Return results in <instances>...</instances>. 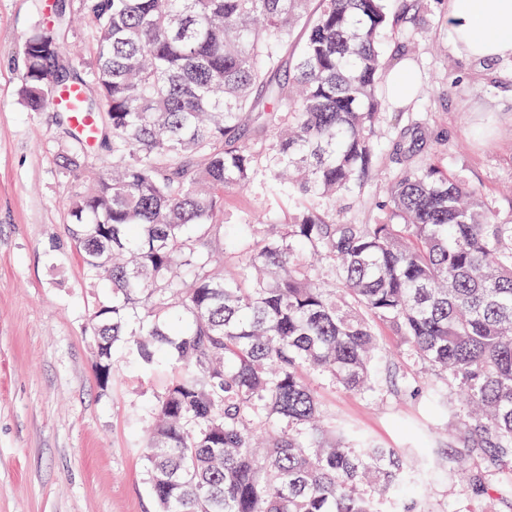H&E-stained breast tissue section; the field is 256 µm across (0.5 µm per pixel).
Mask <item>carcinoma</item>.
<instances>
[{
	"instance_id": "carcinoma-1",
	"label": "carcinoma",
	"mask_w": 512,
	"mask_h": 512,
	"mask_svg": "<svg viewBox=\"0 0 512 512\" xmlns=\"http://www.w3.org/2000/svg\"><path fill=\"white\" fill-rule=\"evenodd\" d=\"M94 26L87 112L110 134L63 154L78 175L112 164L69 203L85 268L112 289L91 331L100 373L122 347L177 366L157 396L144 472L157 512H378L410 468L349 440L306 383L375 387L383 326L467 397L483 469L512 461V219L480 190L416 158L399 165L373 224L336 201L377 176L388 0H79ZM68 23L25 39L19 100L53 104L70 65L50 54ZM304 31L292 69L284 48ZM262 177L285 218L228 232L224 190Z\"/></svg>"
}]
</instances>
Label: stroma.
<instances>
[{"label": "stroma", "instance_id": "1", "mask_svg": "<svg viewBox=\"0 0 512 512\" xmlns=\"http://www.w3.org/2000/svg\"><path fill=\"white\" fill-rule=\"evenodd\" d=\"M77 0H0V512H156L143 470L151 409L167 378L123 354L101 379L88 329L104 283L89 274L67 230L69 200L82 188L63 170L70 139L60 114L27 111L18 99L17 52L31 29ZM381 38L388 65L406 61L419 83L408 104H386L382 152L399 131L426 144L422 159L482 190L512 218V64L486 63L448 38V0H389ZM396 166L340 208L344 221L370 224ZM224 220L241 223L283 201L255 182L224 193ZM380 341L395 364L380 367L373 391L355 393L312 374L309 384L336 420L411 459L422 512H512V502L475 497L462 469L478 470L456 396L444 405L421 394L428 380L390 331Z\"/></svg>", "mask_w": 512, "mask_h": 512}]
</instances>
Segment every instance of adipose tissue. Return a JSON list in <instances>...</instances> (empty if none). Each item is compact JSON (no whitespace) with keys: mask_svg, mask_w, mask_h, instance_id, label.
<instances>
[{"mask_svg":"<svg viewBox=\"0 0 512 512\" xmlns=\"http://www.w3.org/2000/svg\"><path fill=\"white\" fill-rule=\"evenodd\" d=\"M448 37L472 58L512 62V0H449Z\"/></svg>","mask_w":512,"mask_h":512,"instance_id":"ef3b65f1","label":"adipose tissue"}]
</instances>
